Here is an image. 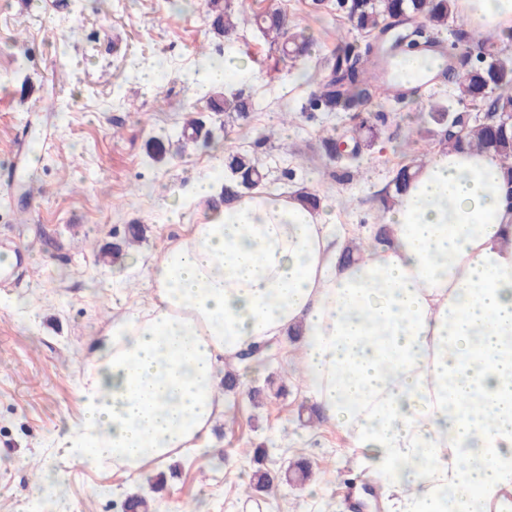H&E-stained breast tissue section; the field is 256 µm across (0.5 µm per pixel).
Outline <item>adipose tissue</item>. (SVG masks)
I'll list each match as a JSON object with an SVG mask.
<instances>
[{"instance_id": "adipose-tissue-1", "label": "adipose tissue", "mask_w": 512, "mask_h": 512, "mask_svg": "<svg viewBox=\"0 0 512 512\" xmlns=\"http://www.w3.org/2000/svg\"><path fill=\"white\" fill-rule=\"evenodd\" d=\"M512 40V0H453ZM490 151L437 148L346 263L326 207L258 187L209 208L145 273L84 363L64 467L129 476L205 443L218 372L295 333L305 396L360 453L391 512H512V205Z\"/></svg>"}]
</instances>
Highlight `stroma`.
<instances>
[{"mask_svg": "<svg viewBox=\"0 0 512 512\" xmlns=\"http://www.w3.org/2000/svg\"><path fill=\"white\" fill-rule=\"evenodd\" d=\"M309 2L233 0L239 27L228 42L202 7L178 10L170 0H0V168L14 167L17 137L45 142L38 160L0 182V252L17 247L27 258L16 278L0 282V512H120L128 495L152 481L163 487L152 494L150 512H383L363 506L360 496L372 487L347 441L326 418H309L287 337L274 342L270 362L239 369L242 385L225 395L224 416L204 450L135 477L76 465L65 484L34 492V463L62 465L55 438L79 416L80 369L112 310L147 301L143 274L151 258L209 206L178 190L202 177L223 186L225 141L255 153L267 190L316 191L337 229L363 244L382 221L393 169L418 151L408 137L414 117L436 101L458 111L444 80L409 101L368 107L361 117L378 132L377 149L349 169L328 160L322 135L343 137L356 118L305 104L327 76L328 60L366 38L336 0H325L318 13ZM275 8L314 39L301 64L310 83H296L301 65L280 59L251 22ZM203 48L245 62V74L224 89L248 96L253 109L244 119L221 116L210 147L154 160L152 140L175 136L188 116L207 115L208 95L198 88ZM144 67L152 82L140 79ZM285 111L293 114L287 125ZM175 206L176 222L169 216ZM132 224L143 227L142 241L111 256ZM254 388L262 391L257 403ZM259 444L268 450L262 468L273 490L249 500L241 487ZM298 459L309 476L286 483L282 474Z\"/></svg>", "mask_w": 512, "mask_h": 512, "instance_id": "35a3bbf8", "label": "stroma"}]
</instances>
